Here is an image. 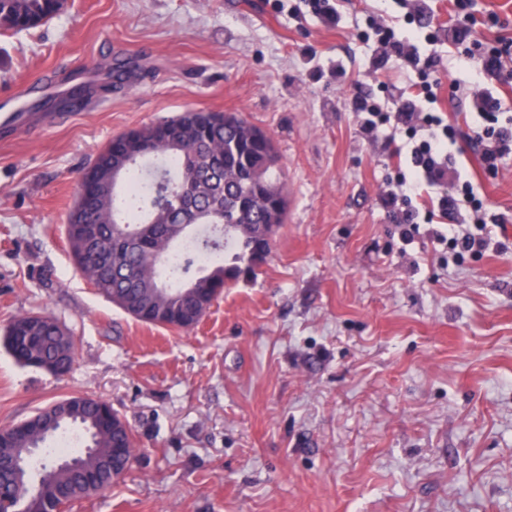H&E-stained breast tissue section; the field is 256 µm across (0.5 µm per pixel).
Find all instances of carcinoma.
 Returning <instances> with one entry per match:
<instances>
[{
	"label": "carcinoma",
	"mask_w": 512,
	"mask_h": 512,
	"mask_svg": "<svg viewBox=\"0 0 512 512\" xmlns=\"http://www.w3.org/2000/svg\"><path fill=\"white\" fill-rule=\"evenodd\" d=\"M65 0H0V30L21 31L48 21ZM274 141L237 112L189 110L128 130L112 139L93 162L100 177L83 188L84 209L78 224L67 225V241L77 266L92 273L98 293L134 318L178 330L203 318L229 284L264 264L274 236L286 223L285 187L272 176ZM167 195L168 206L156 207ZM196 213L194 227L168 249L196 242L209 253L197 260L184 255L173 284L153 262L141 228L162 231L182 212ZM4 344L24 367L66 374L74 343L50 316L23 315L6 329ZM68 410L55 417L38 411L0 429V458L24 448L30 477L41 480L33 512H60L66 504L107 488L85 477L112 471V448L135 447L125 419L105 401L76 395L63 399ZM69 427L87 437V448H47L45 442ZM76 458L62 472L56 460ZM27 488L10 467H0L4 508L18 512Z\"/></svg>",
	"instance_id": "carcinoma-1"
}]
</instances>
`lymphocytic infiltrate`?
I'll return each instance as SVG.
<instances>
[{"label": "lymphocytic infiltrate", "instance_id": "obj_1", "mask_svg": "<svg viewBox=\"0 0 512 512\" xmlns=\"http://www.w3.org/2000/svg\"><path fill=\"white\" fill-rule=\"evenodd\" d=\"M458 24L452 41L462 46L461 61L480 57L484 73H496L512 62V39H496L493 45H485L473 35L469 9L470 0H453ZM370 29L380 58H398L414 75L412 90L403 99L398 111L386 112L369 99L355 102L363 132L368 140H375L383 128L404 131L412 144L408 150L405 170L399 171L389 183L384 203L399 215L402 223H447L448 241L456 257L485 251L491 242L486 224H478L476 230L465 229L464 210L481 211L483 201L470 181L456 166L451 145L455 142V129L445 123L438 113L429 111L435 103V91L441 85V77L433 55H422L413 34H404L393 26L370 20ZM479 77L463 74L454 79L450 87L454 93L472 97L476 110L473 122L480 132L481 150L479 161L485 172L494 174L502 160L512 155V123L499 122L500 103L493 95L481 91ZM438 189L436 201L426 210L415 204L422 186Z\"/></svg>", "mask_w": 512, "mask_h": 512}]
</instances>
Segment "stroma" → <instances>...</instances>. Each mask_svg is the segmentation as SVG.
Instances as JSON below:
<instances>
[{
  "label": "stroma",
  "instance_id": "1",
  "mask_svg": "<svg viewBox=\"0 0 512 512\" xmlns=\"http://www.w3.org/2000/svg\"><path fill=\"white\" fill-rule=\"evenodd\" d=\"M297 2L67 0L0 31V113L24 88L42 113L0 133V333L48 313L75 343L62 376L0 347V428L85 394L137 442L128 472L69 512H512V156L483 176L470 103L447 89L457 50L420 43L501 246L459 260L436 225L403 237L381 199L397 145L368 141L353 108L400 105L360 34L378 14L406 25L402 0H338L334 27ZM471 13L481 39L512 38V0ZM188 109L269 133L289 206L267 262L179 331L97 293L65 225L114 136Z\"/></svg>",
  "mask_w": 512,
  "mask_h": 512
}]
</instances>
